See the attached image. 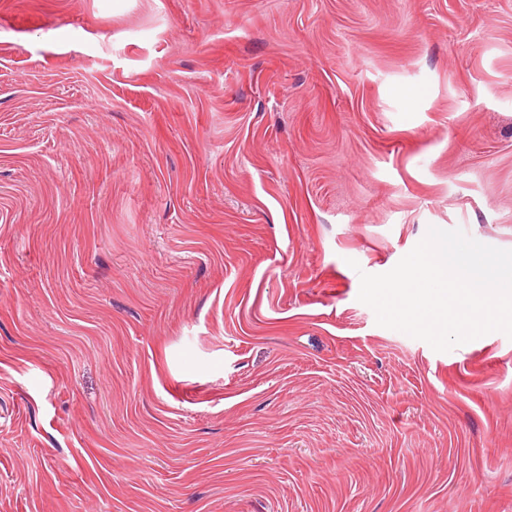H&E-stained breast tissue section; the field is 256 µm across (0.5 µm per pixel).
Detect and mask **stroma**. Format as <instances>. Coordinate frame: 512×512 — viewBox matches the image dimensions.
Segmentation results:
<instances>
[{"label":"stroma","mask_w":512,"mask_h":512,"mask_svg":"<svg viewBox=\"0 0 512 512\" xmlns=\"http://www.w3.org/2000/svg\"><path fill=\"white\" fill-rule=\"evenodd\" d=\"M512 250V0H0V512H512V339L377 325Z\"/></svg>","instance_id":"35a3bbf8"}]
</instances>
